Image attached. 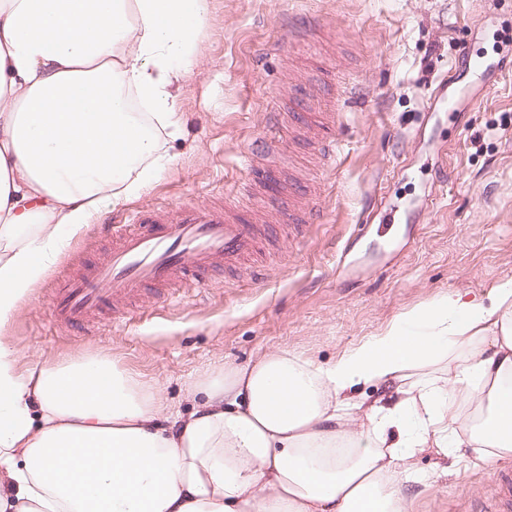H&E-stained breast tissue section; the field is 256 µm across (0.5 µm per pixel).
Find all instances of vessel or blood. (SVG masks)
I'll use <instances>...</instances> for the list:
<instances>
[{
    "label": "vessel or blood",
    "mask_w": 512,
    "mask_h": 512,
    "mask_svg": "<svg viewBox=\"0 0 512 512\" xmlns=\"http://www.w3.org/2000/svg\"><path fill=\"white\" fill-rule=\"evenodd\" d=\"M273 182L253 152L243 181L225 188L223 201L155 205L131 212L125 223L113 225L111 251L86 273L61 283L53 301L56 323L82 328L96 316L121 313L145 293L161 294L173 282L197 289L207 286L212 269H243L244 261L261 250L276 227L259 224L238 199ZM310 214L309 205L292 202L280 210L278 222L294 228L306 224ZM487 508L512 512V472L497 474Z\"/></svg>",
    "instance_id": "obj_1"
}]
</instances>
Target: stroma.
<instances>
[{
  "label": "stroma",
  "mask_w": 512,
  "mask_h": 512,
  "mask_svg": "<svg viewBox=\"0 0 512 512\" xmlns=\"http://www.w3.org/2000/svg\"><path fill=\"white\" fill-rule=\"evenodd\" d=\"M314 19L303 34L312 57L313 109L335 129V168L281 125L269 164L307 177L315 214L297 239L258 255L263 282L216 273L209 288L145 296L95 332L54 321L62 276L110 251L109 224L132 208L218 202L243 177L247 148L267 132L266 113L287 112L296 91L275 51L287 21ZM512 43V0H210L200 71L185 79L183 137L174 162L139 198L103 212L76 235L7 331L26 363L109 357L159 382L188 412L184 388L208 367L242 365L288 348L333 361L392 319L456 289L482 294L512 277V75L490 91L468 55ZM480 107L430 109L437 90ZM400 219L382 223L390 205ZM512 461L472 466L468 478L416 486L412 512H482L497 471Z\"/></svg>",
  "instance_id": "stroma-1"
}]
</instances>
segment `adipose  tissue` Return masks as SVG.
<instances>
[{"mask_svg":"<svg viewBox=\"0 0 512 512\" xmlns=\"http://www.w3.org/2000/svg\"><path fill=\"white\" fill-rule=\"evenodd\" d=\"M209 5L0 0V512H407L469 454L512 460V277L327 364L279 348L212 367L186 414L112 359L27 367L6 340L93 215L172 162ZM381 384L394 401L352 395Z\"/></svg>","mask_w":512,"mask_h":512,"instance_id":"obj_1","label":"adipose tissue"}]
</instances>
